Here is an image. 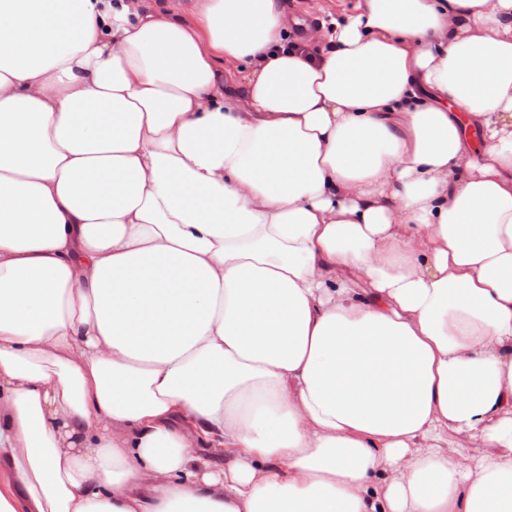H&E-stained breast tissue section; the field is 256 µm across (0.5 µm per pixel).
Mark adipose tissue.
Segmentation results:
<instances>
[{"instance_id": "ef3b65f1", "label": "adipose tissue", "mask_w": 512, "mask_h": 512, "mask_svg": "<svg viewBox=\"0 0 512 512\" xmlns=\"http://www.w3.org/2000/svg\"><path fill=\"white\" fill-rule=\"evenodd\" d=\"M304 24L0 0V512H512V0Z\"/></svg>"}]
</instances>
